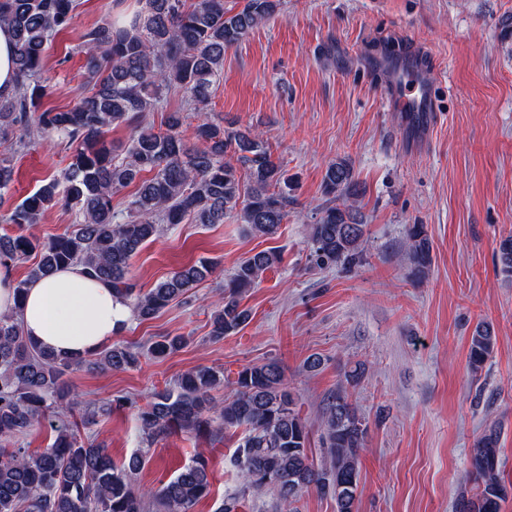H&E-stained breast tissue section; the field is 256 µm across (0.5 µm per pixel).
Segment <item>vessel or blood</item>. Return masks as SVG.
I'll use <instances>...</instances> for the list:
<instances>
[{
  "instance_id": "b4317fda",
  "label": "vessel or blood",
  "mask_w": 512,
  "mask_h": 512,
  "mask_svg": "<svg viewBox=\"0 0 512 512\" xmlns=\"http://www.w3.org/2000/svg\"><path fill=\"white\" fill-rule=\"evenodd\" d=\"M378 69L387 107L404 113L408 124L423 127L435 110L431 81L424 79L419 68L402 66L388 56L380 58Z\"/></svg>"
}]
</instances>
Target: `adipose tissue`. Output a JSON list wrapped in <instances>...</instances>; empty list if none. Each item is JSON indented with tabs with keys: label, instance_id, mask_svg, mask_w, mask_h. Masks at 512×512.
I'll return each mask as SVG.
<instances>
[{
	"label": "adipose tissue",
	"instance_id": "1",
	"mask_svg": "<svg viewBox=\"0 0 512 512\" xmlns=\"http://www.w3.org/2000/svg\"><path fill=\"white\" fill-rule=\"evenodd\" d=\"M12 274L0 268V314L19 312L28 336L61 353H91L125 330L132 318L128 302L110 285L71 266L29 284L22 307L14 305Z\"/></svg>",
	"mask_w": 512,
	"mask_h": 512
}]
</instances>
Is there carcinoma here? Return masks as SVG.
Returning <instances> with one entry per match:
<instances>
[{
  "instance_id": "1",
  "label": "carcinoma",
  "mask_w": 512,
  "mask_h": 512,
  "mask_svg": "<svg viewBox=\"0 0 512 512\" xmlns=\"http://www.w3.org/2000/svg\"><path fill=\"white\" fill-rule=\"evenodd\" d=\"M280 0H244L240 9L224 0H139L129 19L95 26L83 35L84 89L66 110L38 111L48 91L41 83L44 51L50 38L65 29L77 0H0V25L14 39L16 89L0 96V143L26 144L34 135L57 138L72 149L61 177L42 185L9 213L5 224H36L50 207L64 201L80 221L43 246L23 234L0 235V267L6 269L40 249L27 279L16 285L17 305L27 286L61 267L80 265L112 286L141 320L211 278L208 261L181 267L144 291L131 277L132 258L161 234L190 218L197 224H222L235 217L250 232L272 237L288 219L292 178L272 159L267 142L251 131L201 123L195 142L182 135L183 112L169 111L165 130L141 123L155 112L164 95L177 91L191 110L205 112L224 71V52L267 21ZM135 134L124 154L106 140L115 125ZM236 156V163L227 159ZM14 170L0 154V199L10 189ZM137 184L127 212L112 208V196ZM327 204L308 236L310 269L346 267L362 256L365 224L354 210L359 195L351 166L329 164L322 181ZM412 274L425 276L432 265V242L423 224L406 228ZM496 256L502 274L512 276V236L500 239ZM278 261L270 251L243 258L224 283V297L211 317L210 336L239 331L250 319L241 304ZM496 337L487 323L471 335L469 364L478 371L490 358ZM183 344L180 336H163L147 347L164 358ZM138 361V351L123 343L91 354H60L26 336L17 314L0 315V512H146L145 494L133 476L144 466L142 454L117 463L108 450L63 426L52 444L37 452L21 446L46 415L67 417L79 407L95 417L100 408L69 390V372L87 368L121 371ZM223 372L199 367L172 388L155 392L139 411L150 441L173 432L198 439L213 435L214 424L243 429L234 463L257 491L269 489L298 512L303 494L315 489L330 496L336 512H353L359 487V456L367 420L349 395L339 389L320 405L322 445L328 466L317 469L309 457L310 431L285 382L281 365L271 359L244 366L233 382L235 395L220 404L213 391ZM473 493L462 492L455 512H501L507 486L499 468V435L491 430L472 448ZM210 468L198 458L162 483L153 498L159 512H191L211 492Z\"/></svg>"
}]
</instances>
